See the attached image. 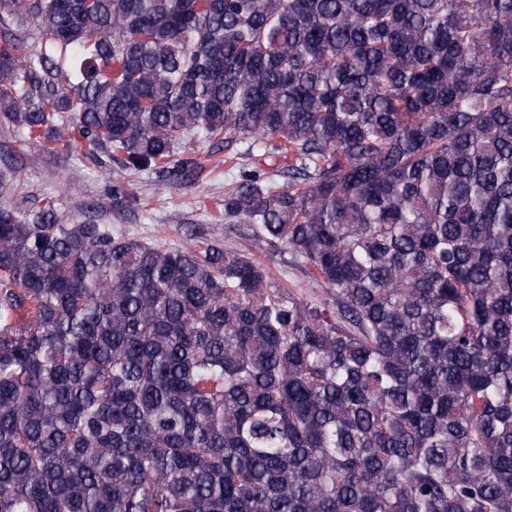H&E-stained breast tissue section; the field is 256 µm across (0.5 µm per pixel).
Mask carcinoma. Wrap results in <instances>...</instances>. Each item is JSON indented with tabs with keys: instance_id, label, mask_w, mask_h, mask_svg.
<instances>
[{
	"instance_id": "obj_1",
	"label": "carcinoma",
	"mask_w": 512,
	"mask_h": 512,
	"mask_svg": "<svg viewBox=\"0 0 512 512\" xmlns=\"http://www.w3.org/2000/svg\"><path fill=\"white\" fill-rule=\"evenodd\" d=\"M0 125L242 144L224 219L332 298L0 209V512H512V0H0Z\"/></svg>"
}]
</instances>
